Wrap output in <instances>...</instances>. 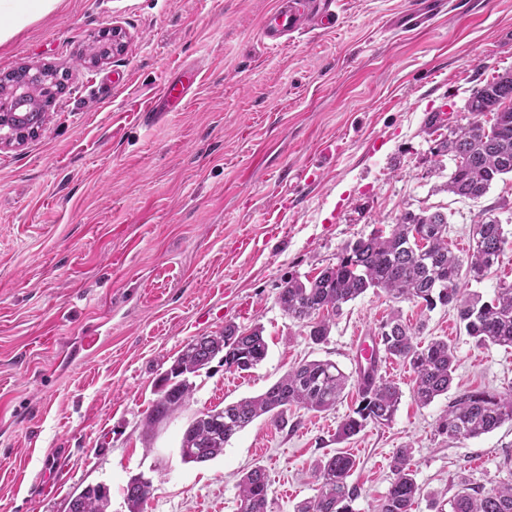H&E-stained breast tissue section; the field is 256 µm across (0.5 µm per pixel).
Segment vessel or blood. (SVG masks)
<instances>
[{"label": "vessel or blood", "mask_w": 512, "mask_h": 512, "mask_svg": "<svg viewBox=\"0 0 512 512\" xmlns=\"http://www.w3.org/2000/svg\"><path fill=\"white\" fill-rule=\"evenodd\" d=\"M314 7L318 25L331 28L336 24V0H281L261 29V37L269 48H278L288 41L289 34L303 22L307 7ZM199 76L197 69L184 70L179 76L162 83L157 93L150 96L139 112L138 120L144 125L158 121L162 113L179 109Z\"/></svg>", "instance_id": "1"}]
</instances>
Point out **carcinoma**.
<instances>
[{
  "mask_svg": "<svg viewBox=\"0 0 512 512\" xmlns=\"http://www.w3.org/2000/svg\"><path fill=\"white\" fill-rule=\"evenodd\" d=\"M30 89L28 109L45 121L48 101L59 87L56 73L49 68L24 66L0 78V100L9 99L11 89ZM464 131L442 139L434 156L464 163L454 167L443 190L463 200L476 202L505 175H512V74L494 78L472 93L467 105ZM478 234L468 251L457 254L448 246V215L441 211H408L401 214L389 231L377 230L345 246L336 264L317 276L302 280L290 277L277 294V303L289 317L310 327L315 344L327 340L331 325L343 306L368 290H381L395 302L422 301L426 308L441 304L456 311L467 334L481 345L512 348V283H502L495 297L486 302L467 291L461 277L482 281L499 265L508 243L507 232L496 209L482 211ZM421 329H414L394 315L376 335L378 353L366 369L357 372L359 401L339 423L336 440L345 441L370 424L391 423L401 399L400 387L379 373L377 363L395 359L414 373L412 392L426 407L448 392L454 379L457 355L446 339L422 345L416 341ZM261 328L243 332L228 324L217 338L200 336L188 343L174 360L157 391L144 426L154 429L189 401L193 383L189 376L207 367L217 356L228 370L247 371L267 355ZM350 376L330 360L304 361L288 370L262 394L243 398L199 413L184 431L181 459L204 463L224 454L230 439L261 417L284 420L288 409L299 407L322 412L341 399ZM512 422V393L496 395L486 391L460 394L439 421L437 432L450 439L468 440L490 433ZM412 449L400 448L392 460L394 481L381 500L378 512H414L419 485L411 466ZM356 461L345 452L320 460L315 467L317 495L303 502L296 512H353L356 488L348 477ZM451 501L452 512H512V483L499 485L476 496L468 484ZM151 482L133 476L124 488L128 512L152 495ZM270 482L264 468L256 466L239 482L238 512H269ZM110 488L104 484L74 490L67 512H108Z\"/></svg>",
  "mask_w": 512,
  "mask_h": 512,
  "instance_id": "obj_1",
  "label": "carcinoma"
}]
</instances>
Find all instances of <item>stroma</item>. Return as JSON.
Instances as JSON below:
<instances>
[{
	"label": "stroma",
	"instance_id": "stroma-1",
	"mask_svg": "<svg viewBox=\"0 0 512 512\" xmlns=\"http://www.w3.org/2000/svg\"><path fill=\"white\" fill-rule=\"evenodd\" d=\"M278 0H63L0 46V73L22 65L64 74L37 136L0 148V512H65L76 487L106 484L127 512L135 475L154 491L142 512H238L239 481L266 469L270 512L314 497L318 459L356 460L354 512H373L397 449H413L416 512H450L458 477L486 491L512 483V423L456 441L438 434L469 390L512 391V348L477 344L453 310L369 292L344 306L327 340L277 303L290 276L311 278L344 247L407 211L448 215L465 252L483 209L512 230V177L478 202L442 192L433 149L467 113L475 89L512 73V0H337V21L309 24L266 48ZM427 11L420 27L402 16ZM121 50L80 65L100 35ZM200 71L184 111L143 127L138 112L163 80ZM399 309L458 357L447 394L421 407L412 371L389 359L401 388L385 427L340 443L358 403L258 419L222 456L182 462L200 411L255 396L303 360L356 369L353 340ZM260 326L265 359L245 372L213 360L185 407L143 427L160 379L184 346L225 325Z\"/></svg>",
	"mask_w": 512,
	"mask_h": 512
}]
</instances>
